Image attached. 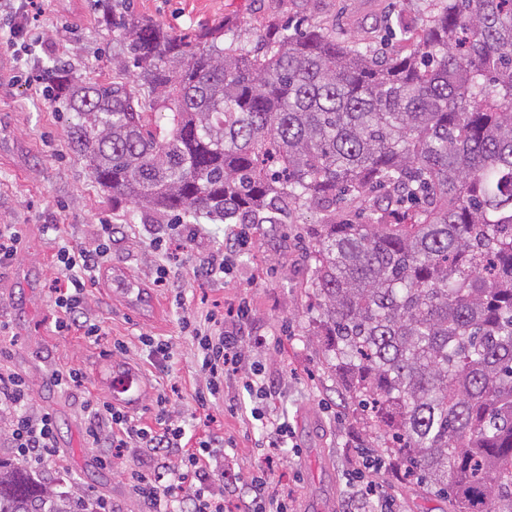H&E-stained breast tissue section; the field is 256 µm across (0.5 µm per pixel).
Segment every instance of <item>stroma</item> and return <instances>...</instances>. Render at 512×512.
<instances>
[{
  "mask_svg": "<svg viewBox=\"0 0 512 512\" xmlns=\"http://www.w3.org/2000/svg\"><path fill=\"white\" fill-rule=\"evenodd\" d=\"M35 23L42 37L36 53L41 79L30 83L11 44L0 38V224L18 225L23 248L8 268L0 269V322L9 334L0 339V365L24 377L32 408L50 413L57 424L58 455L35 469L39 480L57 491L90 501L104 500L112 512H142L126 472L144 456L141 448L124 449L110 466L99 462L98 449L85 440L86 406L108 399L134 419L153 422L157 393H166L176 418L197 436L217 432L227 446L223 460L212 463L215 490L247 491L261 465L265 430L253 420V402L228 378L222 399L200 408L195 393L205 384L198 371L197 348L182 330L183 319L204 321L213 307L246 301L244 354L274 382L268 404L291 429V444L279 456L283 486L293 495L295 512H345L355 447L378 456L375 433L363 424L355 404L343 400L335 376L324 364L319 341L309 336L313 299L307 286L308 234L312 213L299 223L262 224L251 229L231 275L216 281L201 275L198 259L222 247L228 224L181 214L153 215L133 204H113L111 195L90 177L85 159L70 146L74 114L65 101L44 95L54 70L66 65L80 82L118 76L122 40L101 20L98 0H38ZM434 0H113L176 34L223 23L226 38L253 48L267 28L294 20L321 24L337 38L370 43L391 52L399 41L391 34L396 15L426 19ZM114 225L111 259L88 290L85 309L101 336L89 341L82 331L55 328L58 311L51 288L61 272L56 263V235L71 245L90 246L97 227ZM194 228L191 238L172 240L168 254L149 246L153 231L167 225ZM168 264L176 287L155 286L159 264ZM144 336L164 341L167 359H154L141 344ZM126 350L116 353L113 341ZM80 369L81 386L53 383L55 369ZM130 377L134 387L116 393V381ZM372 480L397 501L400 512H452L446 499L425 493L390 472Z\"/></svg>",
  "mask_w": 512,
  "mask_h": 512,
  "instance_id": "35a3bbf8",
  "label": "stroma"
}]
</instances>
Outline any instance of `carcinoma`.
<instances>
[{
  "label": "carcinoma",
  "instance_id": "cac0c4a2",
  "mask_svg": "<svg viewBox=\"0 0 512 512\" xmlns=\"http://www.w3.org/2000/svg\"><path fill=\"white\" fill-rule=\"evenodd\" d=\"M100 2L140 90L60 72L95 183L226 224L319 214L327 369L453 512H512V0H439L419 29L398 15L411 48L391 55L300 22L248 50L222 24L175 34ZM0 512L96 510L0 457Z\"/></svg>",
  "mask_w": 512,
  "mask_h": 512
}]
</instances>
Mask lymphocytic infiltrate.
<instances>
[{
  "label": "lymphocytic infiltrate",
  "instance_id": "obj_1",
  "mask_svg": "<svg viewBox=\"0 0 512 512\" xmlns=\"http://www.w3.org/2000/svg\"><path fill=\"white\" fill-rule=\"evenodd\" d=\"M38 9L37 0H0V14L10 17L8 42L34 40L32 23ZM113 227L99 228L98 242L92 247L60 245L58 260L63 278L53 288V300L61 315L57 320L59 331L82 326L87 338L95 340L101 334L97 323L85 316V300L89 285L95 281L97 271L108 263L111 254ZM183 328L197 343L200 369L205 376V387L196 398L200 407L224 394L228 377H238L241 387L257 398L271 393L269 383L261 369H246L241 336L201 329L196 322L187 320ZM31 391L26 381L14 374L0 373V412L10 421L9 439L18 454L31 466L42 467L56 456V423L47 413H34L31 409ZM166 395L156 398L157 412L154 426L141 425L110 401L98 400L88 405L90 414L86 429L89 443L101 451L99 461L110 465L113 456L125 448L145 449L146 455L139 466L129 470L127 481L132 493L144 504L146 512H224V497L212 491L210 473L204 463L205 456H217L223 445L218 435H208L199 441L198 451L183 450L186 436L184 425L171 420ZM266 436L272 449L285 447L288 426L274 417L266 419ZM181 449L179 466H170L167 457L171 449ZM266 455L263 465L251 478L250 498L240 500L239 512H293L292 496L276 490L270 484L275 472V460ZM393 462L383 458L363 461L351 473L352 498L358 506L375 504L378 512H396L394 503L376 484L366 477L367 470H390Z\"/></svg>",
  "mask_w": 512,
  "mask_h": 512
}]
</instances>
